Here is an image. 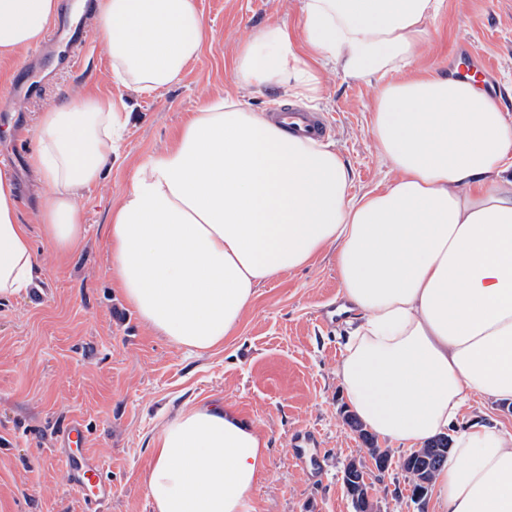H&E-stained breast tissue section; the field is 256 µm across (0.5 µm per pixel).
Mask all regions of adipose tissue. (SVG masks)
I'll return each instance as SVG.
<instances>
[{"instance_id": "1", "label": "adipose tissue", "mask_w": 512, "mask_h": 512, "mask_svg": "<svg viewBox=\"0 0 512 512\" xmlns=\"http://www.w3.org/2000/svg\"><path fill=\"white\" fill-rule=\"evenodd\" d=\"M441 0H303L302 45L270 25L234 63L239 84L316 98L320 71L370 79L412 60ZM60 0H0V59L40 42ZM110 77L172 85L206 26L196 0H92ZM124 99L75 95L43 112L30 166L48 193L39 231L55 251L85 237V190L119 152ZM371 136L393 179L360 196L330 146L283 133L215 97L173 146L138 164L104 228L109 274L140 321L201 354L237 330L272 276L336 249L356 325L338 376L349 406L388 442L420 448L455 430L433 512H512V435L465 422L473 398L512 400V121L473 81H385ZM0 171V299L30 291L37 255ZM268 442L220 400L183 407L152 442L151 512H249Z\"/></svg>"}]
</instances>
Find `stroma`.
<instances>
[{
    "instance_id": "obj_1",
    "label": "stroma",
    "mask_w": 512,
    "mask_h": 512,
    "mask_svg": "<svg viewBox=\"0 0 512 512\" xmlns=\"http://www.w3.org/2000/svg\"><path fill=\"white\" fill-rule=\"evenodd\" d=\"M197 6L205 45L162 93L126 94L111 83L105 44L94 33L77 67L61 69L54 57H43L38 69L49 79L41 92L18 111L0 112V156L14 159L20 216L31 225L45 193L28 162L37 114L74 92L124 95L132 114L119 158L83 199L84 247L63 255L37 242L35 288L0 302V512H87L54 453L59 429L73 419L83 422L85 446L112 485L100 512H150L142 478L152 463V437L176 409L214 399L232 404L269 442L266 467L250 492L251 512H354L341 472L367 453L348 424L352 410L336 375L349 325L343 315L332 323L319 319L323 309L344 302L334 250L273 276L258 288L236 333L202 355L155 336L108 272L103 227L113 201L128 189L135 166L169 146L215 96L254 112L297 104L326 113L334 124L329 142L349 167L352 193L390 177L370 133L378 80L326 68L312 100L273 86L244 89L235 80V56L260 30L279 24L299 36L302 0H197ZM428 28L420 54L392 79L470 60L486 66L483 84L495 86L512 113V0H443ZM297 446L325 449L324 468H302L291 454ZM391 453L394 465L370 473L374 498L381 512H419L397 465L407 450L395 445Z\"/></svg>"
}]
</instances>
